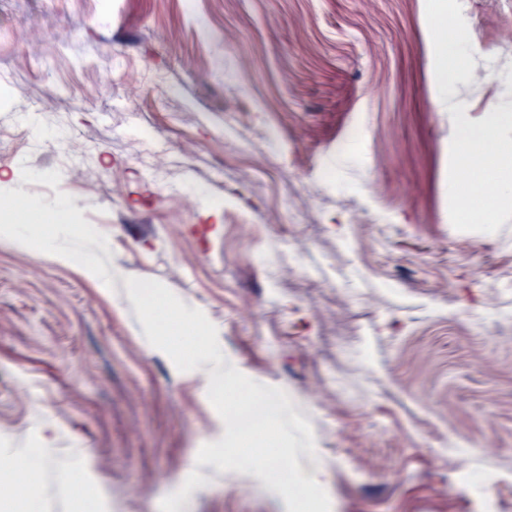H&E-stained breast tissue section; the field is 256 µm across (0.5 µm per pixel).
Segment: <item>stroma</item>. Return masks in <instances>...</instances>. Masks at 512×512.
<instances>
[{
  "label": "stroma",
  "mask_w": 512,
  "mask_h": 512,
  "mask_svg": "<svg viewBox=\"0 0 512 512\" xmlns=\"http://www.w3.org/2000/svg\"><path fill=\"white\" fill-rule=\"evenodd\" d=\"M0 30V198L204 312L331 512H481L454 457L512 512V202L456 222L452 154L512 113V0H0ZM225 430L122 281L0 238V459L46 450L40 512H288L197 463Z\"/></svg>",
  "instance_id": "obj_1"
}]
</instances>
